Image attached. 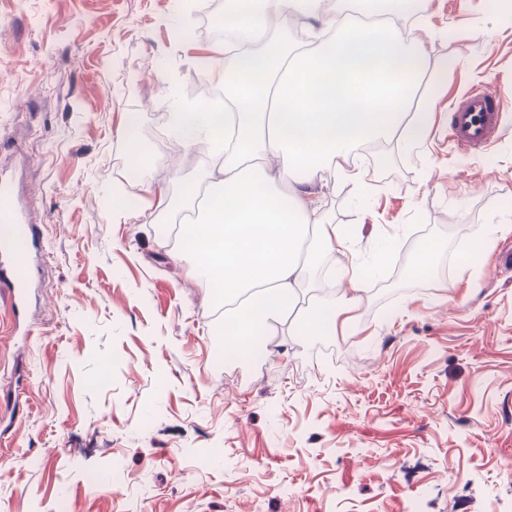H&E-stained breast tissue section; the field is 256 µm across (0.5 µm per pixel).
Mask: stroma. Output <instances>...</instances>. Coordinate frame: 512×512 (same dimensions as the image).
<instances>
[{"label":"stroma","mask_w":512,"mask_h":512,"mask_svg":"<svg viewBox=\"0 0 512 512\" xmlns=\"http://www.w3.org/2000/svg\"><path fill=\"white\" fill-rule=\"evenodd\" d=\"M199 2L0 0V175L40 229L21 316L0 288V512H512V232L477 234L512 213V20L434 0L412 22L458 61L422 77L429 138L365 149L368 196L323 189L357 253L397 250L350 333L271 323L228 362L212 290L141 192L179 201L211 163L169 131L136 166L125 138L223 51L224 7ZM479 88L502 99L495 140L457 146Z\"/></svg>","instance_id":"35a3bbf8"}]
</instances>
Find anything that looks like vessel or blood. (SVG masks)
Instances as JSON below:
<instances>
[{"label": "vessel or blood", "mask_w": 512, "mask_h": 512, "mask_svg": "<svg viewBox=\"0 0 512 512\" xmlns=\"http://www.w3.org/2000/svg\"><path fill=\"white\" fill-rule=\"evenodd\" d=\"M500 97L489 90L471 92L458 105L448 135L465 147L488 146L496 130ZM35 230L16 200L9 179L0 177V288L10 289L15 310H22L27 284L15 272V256L29 253Z\"/></svg>", "instance_id": "obj_1"}]
</instances>
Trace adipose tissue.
<instances>
[{"mask_svg": "<svg viewBox=\"0 0 512 512\" xmlns=\"http://www.w3.org/2000/svg\"><path fill=\"white\" fill-rule=\"evenodd\" d=\"M261 2L260 11L238 16L240 43L225 42V60L210 66L232 111L199 106L179 115L191 140L224 146L217 173L182 188L196 214L180 237L224 309L228 362L252 353L254 328L270 322H291L305 336L351 328L367 274L360 263L339 269L348 288L298 305L315 256L351 250L325 217L320 188L329 180L366 188L358 149L404 136L423 141L431 119L414 107L420 77L433 66L422 41L396 29L328 23L312 31L308 48L254 55L247 43L297 0Z\"/></svg>", "mask_w": 512, "mask_h": 512, "instance_id": "adipose-tissue-1", "label": "adipose tissue"}]
</instances>
